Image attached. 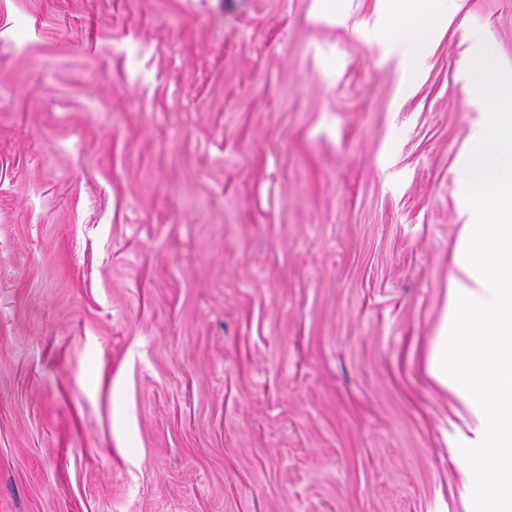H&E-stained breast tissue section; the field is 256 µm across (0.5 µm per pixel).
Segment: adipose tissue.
I'll use <instances>...</instances> for the list:
<instances>
[{"instance_id": "ef3b65f1", "label": "adipose tissue", "mask_w": 512, "mask_h": 512, "mask_svg": "<svg viewBox=\"0 0 512 512\" xmlns=\"http://www.w3.org/2000/svg\"><path fill=\"white\" fill-rule=\"evenodd\" d=\"M427 0H391L387 41L406 79L432 32L419 23ZM465 85L490 114L463 155L468 219L461 227L442 322L426 351L425 373L460 403L457 430L468 453L458 469L464 492L481 491L491 512H512V72L501 71L480 33L464 61Z\"/></svg>"}]
</instances>
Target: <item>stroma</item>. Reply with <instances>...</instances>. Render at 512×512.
I'll use <instances>...</instances> for the list:
<instances>
[{
    "instance_id": "obj_1",
    "label": "stroma",
    "mask_w": 512,
    "mask_h": 512,
    "mask_svg": "<svg viewBox=\"0 0 512 512\" xmlns=\"http://www.w3.org/2000/svg\"><path fill=\"white\" fill-rule=\"evenodd\" d=\"M0 0V512H484L423 353L484 121L445 0ZM434 0H392L385 24L387 42L399 59L408 82L414 79L420 67L418 49L428 44L432 32L426 24H419L417 17L424 12L425 4Z\"/></svg>"
}]
</instances>
